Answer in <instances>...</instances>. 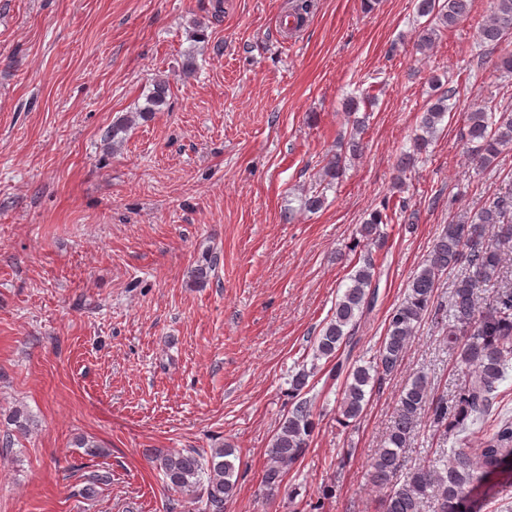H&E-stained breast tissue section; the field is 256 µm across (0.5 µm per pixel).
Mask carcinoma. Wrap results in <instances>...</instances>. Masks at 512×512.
I'll return each instance as SVG.
<instances>
[{
  "mask_svg": "<svg viewBox=\"0 0 512 512\" xmlns=\"http://www.w3.org/2000/svg\"><path fill=\"white\" fill-rule=\"evenodd\" d=\"M418 15L429 20L416 39V49L423 51L432 45L442 29H448L469 15L471 0H416ZM512 38V0H494L491 13L479 27L481 46L490 53ZM455 90L448 89L430 101L421 118L423 133L413 149L401 155L397 163L403 175L415 166L419 155L427 152L434 135L451 107L448 101ZM170 82L154 81L146 105L136 116L120 117L112 123V144L123 142L135 118L150 119L166 105ZM367 97H350L343 109L352 124L348 141L352 154H357V136L362 122L354 119L360 104ZM466 140L474 145L472 159L480 168L493 164L504 149L512 146V109L487 101L467 114ZM346 156L332 155L323 167V177L333 181L342 176ZM512 206V198H496L488 208L471 221L448 224L436 238L428 259L409 282L407 295L387 317L386 336L368 364L347 365L341 353L353 343L355 329L365 310L373 301L376 263L371 244L380 238V225L389 224L395 213L385 201L381 208L369 213L359 227L360 240L366 252L362 265L351 276V285L336 302L331 317L314 343L313 359L334 362L332 376L343 377L341 397L337 400L336 421L348 424L357 421L368 405L376 385L391 375L402 359L407 341L428 312L432 311L434 288L441 274L466 259L469 274L460 279L448 310V335L465 334L467 339L458 347V361L467 370L453 416L459 431L465 432L486 413L493 392L506 375L505 366L512 359V289L497 290L493 303L483 307L478 292L496 277L500 254L496 246L485 241V234L498 224L501 215ZM310 372L303 369L291 380L290 397L295 405L280 423L267 450V463L261 483L268 494L278 491L286 470L302 457L317 423L311 400L304 397ZM431 406V423L435 430L448 434V402L429 403L426 376L417 375L401 391L399 403L384 446L371 465L370 481L385 489L377 512H420L426 499L436 502L438 512H476V492L493 477L512 471V422L502 421L484 439L483 446L471 448L464 443L441 449L437 463L427 466L405 464L403 450L415 432L422 410ZM9 421L14 428L0 435V448L9 450L18 439L30 432V418L20 409L13 411ZM236 455L232 448H214L204 455L195 448L160 453L154 457L157 470L166 486L189 497L200 512H224V501L233 496L238 485Z\"/></svg>",
  "mask_w": 512,
  "mask_h": 512,
  "instance_id": "1",
  "label": "carcinoma"
}]
</instances>
